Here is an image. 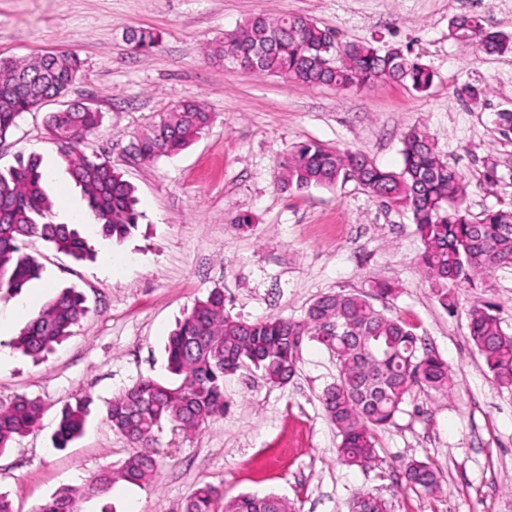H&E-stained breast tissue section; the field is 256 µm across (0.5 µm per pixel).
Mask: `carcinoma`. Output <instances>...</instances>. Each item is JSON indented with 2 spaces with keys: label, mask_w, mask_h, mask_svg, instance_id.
I'll return each mask as SVG.
<instances>
[{
  "label": "carcinoma",
  "mask_w": 512,
  "mask_h": 512,
  "mask_svg": "<svg viewBox=\"0 0 512 512\" xmlns=\"http://www.w3.org/2000/svg\"><path fill=\"white\" fill-rule=\"evenodd\" d=\"M464 47L488 54L512 50V39L488 30L473 14L452 21ZM127 43L136 51L158 49L162 33L129 30ZM336 35L311 18L283 13L254 15L224 34L209 48L219 63L257 75H268L303 87L364 88L380 82H402L423 92L434 74L399 46L382 50L370 41L347 43L336 53ZM335 57L332 66L326 59ZM78 58L67 52L45 54L29 62L0 61V140L21 116L63 94L76 78ZM103 114L86 104L51 112L45 120L66 171L80 188L91 216L103 233L123 242L139 224L135 187L106 158L85 152L102 125ZM214 115L198 101H181L131 143V156L152 162L190 146L212 124ZM402 164L397 170L377 165L366 153L341 151L305 142L278 164L282 188H331L350 178L387 206L412 214L422 244L420 270L440 304L455 306V289L473 288L498 268L512 266V209H490L474 216L464 206L469 183L448 165L428 134L412 129L402 139ZM40 158H19L0 171V290L18 294L41 275L42 266L21 252L28 239L38 238L77 260L92 257V249L76 225L50 219L52 203L43 183ZM224 289L214 288L198 301L170 332L166 346L169 377L144 378L112 397L104 410L106 422L127 438L133 452L117 471L93 476L86 493L107 497L121 479L131 484L151 482L158 460L151 450L155 433L171 423L192 431L224 416V376L252 368L273 385L290 379L297 366L298 341L307 336L336 356V380L323 392L326 415L340 437L339 461L363 467L376 458V435L395 423L401 406L418 388L446 393L452 388L448 364L428 348L413 327L374 307L361 292L325 294L307 309L303 319H235L224 310ZM82 294L63 288L49 299L37 317L19 332L15 344L38 357L61 344L88 313ZM469 339L483 357L501 390L512 394V336L505 333L491 305H475L469 313ZM92 400L64 406L54 433L55 446L65 448L84 429ZM41 406L24 395L0 400V452L40 424ZM406 487L428 495L441 491L438 468L424 461L404 465ZM76 491L63 488L37 512H78ZM183 512H295L288 499L269 494H245L224 501L221 491L198 485ZM350 512H390L388 502L359 491Z\"/></svg>",
  "instance_id": "obj_1"
}]
</instances>
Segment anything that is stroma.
<instances>
[{
    "label": "stroma",
    "instance_id": "1",
    "mask_svg": "<svg viewBox=\"0 0 512 512\" xmlns=\"http://www.w3.org/2000/svg\"><path fill=\"white\" fill-rule=\"evenodd\" d=\"M283 12L308 15L346 42L403 45L433 71V83L422 93L395 82L301 87L206 58L209 42L249 16ZM463 13L512 35V0H0V59L47 51L78 57L66 100L104 114L86 150L112 159L136 187L143 214L120 244L96 221L80 225L94 250L89 261L28 242L24 251L42 263L41 277L20 294L0 293V352L8 356L0 399L20 394L43 407L41 427L0 454V493L15 512H35L58 489H82L93 474L121 466L131 447L104 421L106 402L139 379L166 377L170 332L211 289H223L231 316L300 320L318 297L365 293L374 280L397 288L376 307L415 325L453 381L445 395L413 392L394 425L378 432L374 462H338L340 439L321 401L336 359L306 338L287 384H268L251 369L225 376L223 417L191 432L163 425L155 434L156 478L115 482L107 498H82L81 512H182L203 483L228 500L276 494L297 512H349L358 491L379 495L392 512H512V396L471 345L467 320L474 304L488 302L512 334V267L457 289L455 310H446L419 270L409 212L383 206L352 180L301 191L276 184L278 161L308 141L361 150L398 169L404 133L419 128L469 182L472 213L512 207V133L499 121L512 112V52L462 47L449 29ZM137 27L161 31V47L132 50L125 33ZM469 86L477 99L467 97ZM181 100L214 113L209 129L177 155L128 162L133 133ZM57 108L49 102L24 114L0 141V170L38 155L54 216L66 223L86 203L44 129ZM239 214L251 216L249 227L232 224ZM64 287L81 292L89 312L65 341L33 359L14 339ZM85 396L92 405L84 435L54 448L62 406ZM410 459L439 469L441 493L406 488L401 471Z\"/></svg>",
    "mask_w": 512,
    "mask_h": 512
}]
</instances>
